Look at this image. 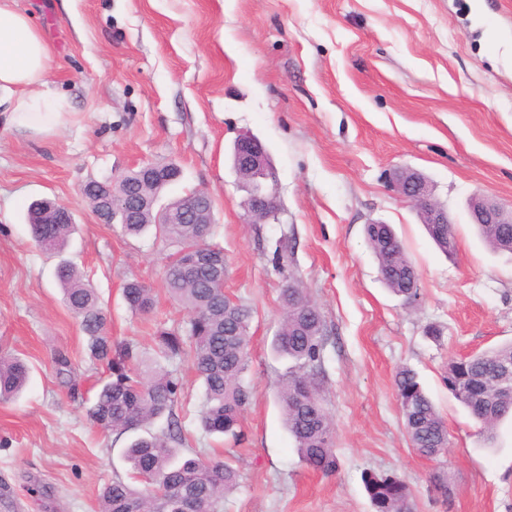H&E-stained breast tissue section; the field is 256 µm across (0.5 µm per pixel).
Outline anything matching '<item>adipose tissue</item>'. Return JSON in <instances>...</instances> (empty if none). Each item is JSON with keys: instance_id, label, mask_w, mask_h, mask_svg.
<instances>
[{"instance_id": "obj_1", "label": "adipose tissue", "mask_w": 512, "mask_h": 512, "mask_svg": "<svg viewBox=\"0 0 512 512\" xmlns=\"http://www.w3.org/2000/svg\"><path fill=\"white\" fill-rule=\"evenodd\" d=\"M50 48L30 17L0 0V120L37 131L56 127L61 102L44 91Z\"/></svg>"}]
</instances>
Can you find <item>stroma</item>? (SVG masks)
<instances>
[{"label": "stroma", "mask_w": 512, "mask_h": 512, "mask_svg": "<svg viewBox=\"0 0 512 512\" xmlns=\"http://www.w3.org/2000/svg\"><path fill=\"white\" fill-rule=\"evenodd\" d=\"M16 6L51 49L46 86L67 116L43 133L0 125V354L31 368L23 394L0 403V512H99L101 488L129 473L130 435L86 416L112 374L90 357L62 301L56 258L31 241L27 209L47 198L72 211L68 255L97 288L113 343L150 347L158 329L188 319L164 285L172 249L101 223L82 188L157 162L182 170L162 202L211 196L224 290L251 312L240 441L199 429L202 384L187 360L169 365L189 446L236 456L239 485L224 512H372L366 471L402 478L415 512H512V423L485 443L443 383L450 360L512 341V254L489 250L468 210L477 195L512 208V0ZM244 133L271 157L279 223L244 221L247 190L231 162ZM400 168L432 182L453 221V256L393 190ZM373 220L393 226L418 269L414 306L380 279L364 237ZM292 278L324 319L321 391L339 461L329 476L301 462L276 397L289 362L271 344ZM132 279L153 288L151 314L127 308ZM430 326L439 340L426 336ZM59 351L74 386L57 374ZM405 366L446 422L440 458L417 454L405 434L394 386Z\"/></svg>", "instance_id": "obj_1"}]
</instances>
